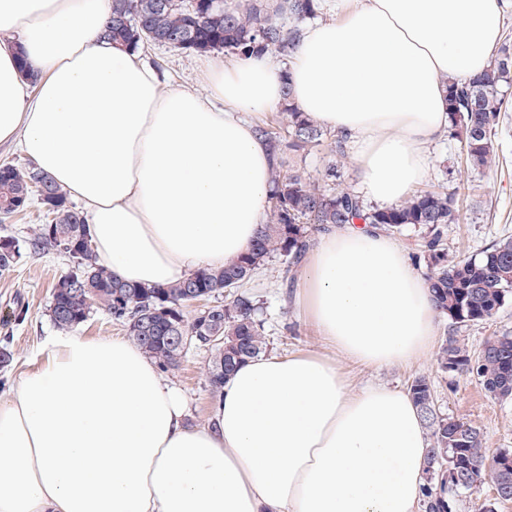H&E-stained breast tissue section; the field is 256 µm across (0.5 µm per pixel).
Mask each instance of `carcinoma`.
I'll list each match as a JSON object with an SVG mask.
<instances>
[{
    "label": "carcinoma",
    "instance_id": "cac0c4a2",
    "mask_svg": "<svg viewBox=\"0 0 512 512\" xmlns=\"http://www.w3.org/2000/svg\"><path fill=\"white\" fill-rule=\"evenodd\" d=\"M321 0H111L102 35L112 43L137 51L147 44L177 52L224 51L237 58L285 52L299 38L301 25L319 17ZM512 88V48L504 45L478 77L447 85L448 118L452 134L463 146L473 171L491 167L492 133L507 110ZM288 139L268 126H259L273 158L268 196L269 220L250 248L235 262L201 268L185 280L146 287L123 282L98 262L87 235L85 213L68 200L66 191L32 164H0V223L27 210L37 199L47 215L33 237L15 242L18 259L53 251L81 263L55 284L50 317L61 330L86 322L95 310L124 325L131 341L155 360L160 370L177 368L192 345L211 352L206 381L212 398L220 400L224 380L238 367L264 355L269 347L260 307L242 291L245 282L275 253L286 257V272L300 265L308 240V225L319 232L361 221L391 234L412 225L422 237L414 261L427 269L426 282L439 314L460 328L494 317L512 297V238L483 251L480 257L448 259L444 227L459 222L454 194L414 192L402 202L374 207L348 189L321 191L304 172L283 170V153L317 144L326 131L301 112L284 84L279 109ZM225 296L193 318L185 308L193 298ZM212 336L224 337L213 344ZM438 363L443 372L472 376L485 392L512 401V332L487 339L472 353L454 333L442 340ZM406 393L418 409L429 438L422 512H456L464 491L489 483L501 500H512V450L487 458L479 431L468 422L436 407L430 380L414 378Z\"/></svg>",
    "mask_w": 512,
    "mask_h": 512
}]
</instances>
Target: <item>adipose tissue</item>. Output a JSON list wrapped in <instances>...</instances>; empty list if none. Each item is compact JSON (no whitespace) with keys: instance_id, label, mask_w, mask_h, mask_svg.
Listing matches in <instances>:
<instances>
[{"instance_id":"ef3b65f1","label":"adipose tissue","mask_w":512,"mask_h":512,"mask_svg":"<svg viewBox=\"0 0 512 512\" xmlns=\"http://www.w3.org/2000/svg\"><path fill=\"white\" fill-rule=\"evenodd\" d=\"M284 61L202 63V96L101 36L109 0H0V145L79 201L120 280L174 284L236 260L264 222L273 160L253 114L291 91L346 138L375 201L399 203L448 126L444 76L469 80L501 37L498 0H324ZM27 61L36 83L23 77ZM338 353L396 365L438 312L391 239L321 235L295 294ZM428 437L407 394L359 390L310 352L237 369L210 420L123 339L60 336L0 401V512H416Z\"/></svg>"}]
</instances>
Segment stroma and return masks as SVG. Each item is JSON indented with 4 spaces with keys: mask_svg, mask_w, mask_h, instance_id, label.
<instances>
[{
    "mask_svg": "<svg viewBox=\"0 0 512 512\" xmlns=\"http://www.w3.org/2000/svg\"><path fill=\"white\" fill-rule=\"evenodd\" d=\"M143 54L158 68L164 83L197 85L203 54L176 52L161 45L145 47ZM495 144L496 159L482 173L467 169L458 142L449 134H442L428 147L429 168L421 190H454L459 198L461 220L448 225L444 233L449 256H475L497 241L512 237V103L501 115ZM332 147V139H325L298 153L295 160L315 187L328 189L336 184L361 191L353 151L339 156ZM331 164L339 172L334 181L324 176ZM285 266L284 257L273 255L247 286L266 321L271 353L286 357L312 351L332 357L356 388L379 382L402 392L414 377H427L435 385L441 410L480 429L488 454L512 449V401L491 398L468 375L442 372L433 351L415 361L383 368L337 354L296 305L294 294L300 278H284ZM70 269L66 257L46 252L25 257L13 269L0 271V348H8L13 354L10 366L0 369V397L39 367L47 343L57 337L49 317L52 288ZM209 357L206 349L191 348L180 367L166 374L188 400L186 422L192 427L206 424L214 406L204 374Z\"/></svg>",
    "mask_w": 512,
    "mask_h": 512,
    "instance_id": "obj_1",
    "label": "stroma"
}]
</instances>
